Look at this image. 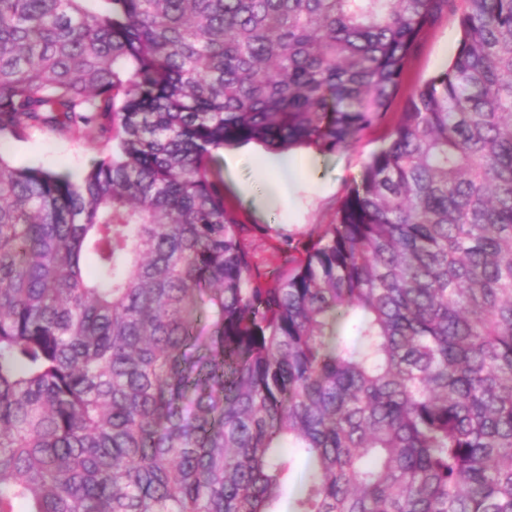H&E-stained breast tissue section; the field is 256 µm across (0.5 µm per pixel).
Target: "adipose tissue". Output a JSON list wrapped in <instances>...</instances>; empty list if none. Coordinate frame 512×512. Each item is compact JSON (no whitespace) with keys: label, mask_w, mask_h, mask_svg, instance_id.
<instances>
[{"label":"adipose tissue","mask_w":512,"mask_h":512,"mask_svg":"<svg viewBox=\"0 0 512 512\" xmlns=\"http://www.w3.org/2000/svg\"><path fill=\"white\" fill-rule=\"evenodd\" d=\"M254 161L260 171L266 173L267 179L262 189L254 185H242L240 191L246 196L257 199L258 206L265 211L285 209L292 198V187L286 186L285 181L296 178L299 173L313 171L320 163L317 154H269L255 155Z\"/></svg>","instance_id":"ef3b65f1"}]
</instances>
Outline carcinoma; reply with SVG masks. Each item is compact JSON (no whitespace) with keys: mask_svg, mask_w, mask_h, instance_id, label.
Masks as SVG:
<instances>
[{"mask_svg":"<svg viewBox=\"0 0 512 512\" xmlns=\"http://www.w3.org/2000/svg\"><path fill=\"white\" fill-rule=\"evenodd\" d=\"M262 285L214 152L350 146ZM0 512H512V0H0ZM95 132L75 143L53 133H38L27 142L4 143L3 154L16 164L82 174L101 151Z\"/></svg>","mask_w":512,"mask_h":512,"instance_id":"cac0c4a2","label":"carcinoma"}]
</instances>
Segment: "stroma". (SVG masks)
Segmentation results:
<instances>
[{"instance_id": "stroma-1", "label": "stroma", "mask_w": 512, "mask_h": 512, "mask_svg": "<svg viewBox=\"0 0 512 512\" xmlns=\"http://www.w3.org/2000/svg\"><path fill=\"white\" fill-rule=\"evenodd\" d=\"M459 41L456 18L448 13L440 15L425 30L410 56L390 111L366 129L353 146L324 154L315 181L299 180L292 210L259 211L252 199L238 193L237 184L257 182L261 171L248 160L232 166L223 155H216L214 170L224 180V202L248 226L246 243L260 271H287V258L300 255L336 222L354 180L358 179L364 163L383 146L410 94L443 70L449 56L456 54ZM100 150L99 140L92 132L78 143L53 133H39L29 141L0 147L15 163L74 174L83 173Z\"/></svg>"}]
</instances>
